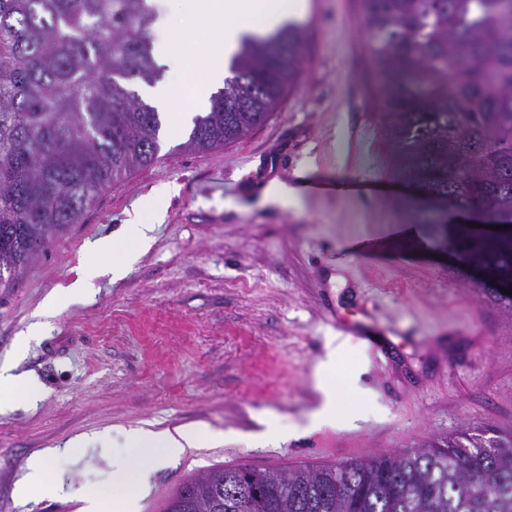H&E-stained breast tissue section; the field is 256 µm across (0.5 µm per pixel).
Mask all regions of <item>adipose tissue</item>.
I'll use <instances>...</instances> for the list:
<instances>
[{"label": "adipose tissue", "instance_id": "ef3b65f1", "mask_svg": "<svg viewBox=\"0 0 512 512\" xmlns=\"http://www.w3.org/2000/svg\"><path fill=\"white\" fill-rule=\"evenodd\" d=\"M178 6L195 19L184 38L196 45L197 52L184 72L185 89L196 107L207 103L213 90L223 87L230 59L244 36L270 34L285 24L302 21L308 12L307 0H179ZM150 230L147 224H131L123 236L91 244V258L79 278L63 293L51 297L49 312H56L64 300L90 292L101 275L124 277L134 259L133 252L125 248L126 242L147 247ZM207 436V431L196 425L171 432L141 427L125 429L123 445L130 449L131 456L126 462H113L111 485H82L70 489L69 494L79 502V512H140L153 489L155 469L175 461L185 449L196 447ZM89 444L86 438L75 437L31 458L27 472L17 483L19 493L32 494L48 482L57 488L64 487L63 475L50 474V460L62 456L79 462ZM116 484L121 486V494L113 493Z\"/></svg>", "mask_w": 512, "mask_h": 512}]
</instances>
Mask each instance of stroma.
Wrapping results in <instances>:
<instances>
[{
  "label": "stroma",
  "mask_w": 512,
  "mask_h": 512,
  "mask_svg": "<svg viewBox=\"0 0 512 512\" xmlns=\"http://www.w3.org/2000/svg\"><path fill=\"white\" fill-rule=\"evenodd\" d=\"M295 84L271 118L233 145L182 150L162 126L158 160L105 189L16 280L0 288V361L49 299L73 284L89 242L152 224L127 275L68 300L18 363L35 404L0 414V512H77L14 485L28 458L76 436L202 423L221 438L155 472L142 512H163L213 467L321 465L420 448L469 427L512 434V315L447 262V233L410 224L412 183L393 149L360 0H309ZM347 178L357 191L264 205L270 182ZM168 193L153 211L158 188ZM373 240L369 255L352 250ZM392 343L369 353L338 320ZM335 426L297 439L321 404L330 352Z\"/></svg>",
  "instance_id": "obj_1"
}]
</instances>
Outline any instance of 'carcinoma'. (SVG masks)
<instances>
[{"mask_svg":"<svg viewBox=\"0 0 512 512\" xmlns=\"http://www.w3.org/2000/svg\"><path fill=\"white\" fill-rule=\"evenodd\" d=\"M395 151L423 189L411 224L448 223L438 202L512 215V0H362ZM152 0H0V288L80 223L100 193L158 158ZM304 35L289 24L247 37L233 77L193 119L183 148L244 138L294 83ZM463 257L512 275V237L452 232ZM512 512V435L467 429L423 448L320 466L214 467L165 512Z\"/></svg>","mask_w":512,"mask_h":512,"instance_id":"cac0c4a2","label":"carcinoma"}]
</instances>
